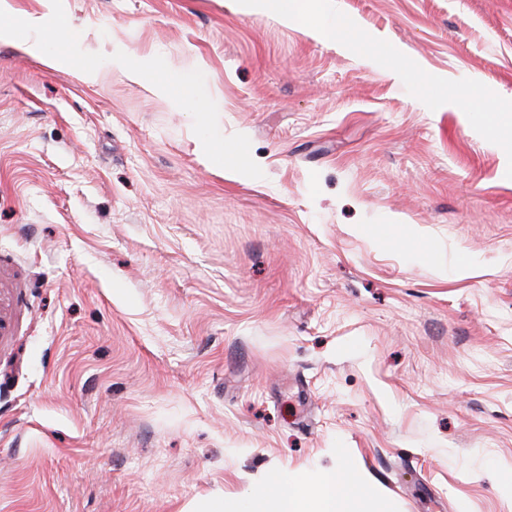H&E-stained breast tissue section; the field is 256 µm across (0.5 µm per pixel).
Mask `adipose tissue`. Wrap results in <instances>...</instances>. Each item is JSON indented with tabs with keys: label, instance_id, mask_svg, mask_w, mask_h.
I'll use <instances>...</instances> for the list:
<instances>
[{
	"label": "adipose tissue",
	"instance_id": "1",
	"mask_svg": "<svg viewBox=\"0 0 512 512\" xmlns=\"http://www.w3.org/2000/svg\"><path fill=\"white\" fill-rule=\"evenodd\" d=\"M271 493L211 502L207 512H368L374 496L358 471L341 462L308 476L272 474Z\"/></svg>",
	"mask_w": 512,
	"mask_h": 512
}]
</instances>
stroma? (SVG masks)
<instances>
[{"mask_svg": "<svg viewBox=\"0 0 512 512\" xmlns=\"http://www.w3.org/2000/svg\"><path fill=\"white\" fill-rule=\"evenodd\" d=\"M322 18L0 0V512H512V0ZM272 493L248 499H221L204 512H393L390 504L367 510L374 496L358 471L343 459L316 475L272 474Z\"/></svg>", "mask_w": 512, "mask_h": 512, "instance_id": "stroma-1", "label": "stroma"}]
</instances>
